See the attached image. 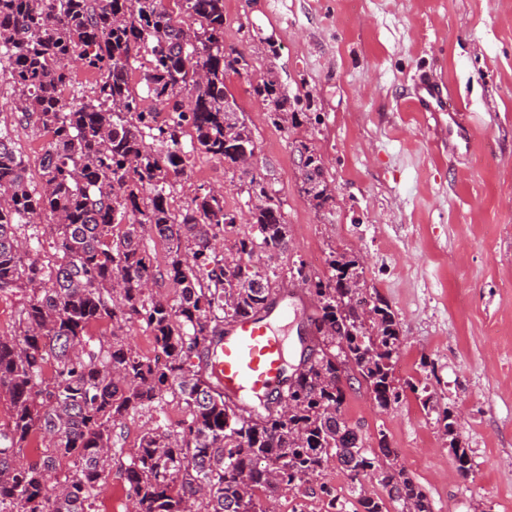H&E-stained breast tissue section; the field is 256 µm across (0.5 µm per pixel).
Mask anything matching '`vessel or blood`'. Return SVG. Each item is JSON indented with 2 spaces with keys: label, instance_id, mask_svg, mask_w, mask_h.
<instances>
[{
  "label": "vessel or blood",
  "instance_id": "b4317fda",
  "mask_svg": "<svg viewBox=\"0 0 512 512\" xmlns=\"http://www.w3.org/2000/svg\"><path fill=\"white\" fill-rule=\"evenodd\" d=\"M450 150H458L469 136V121L456 104H448ZM287 295L275 296L272 307L261 315L235 319L225 327L224 339L217 346L213 364L215 377L225 392L245 400L266 396L281 388L280 371L285 358L284 343L270 329L274 318H287Z\"/></svg>",
  "mask_w": 512,
  "mask_h": 512
}]
</instances>
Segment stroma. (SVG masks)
<instances>
[{"mask_svg":"<svg viewBox=\"0 0 512 512\" xmlns=\"http://www.w3.org/2000/svg\"><path fill=\"white\" fill-rule=\"evenodd\" d=\"M224 46L245 69L227 86L251 127L252 167L275 191L290 227L275 256L285 286L296 261L329 278L332 252L360 259L369 293L399 321L394 376L417 385L379 409L364 387L343 413L364 446L387 434L399 464L432 512H512V0H224ZM274 71L289 95L309 98L319 122L280 127L254 96ZM433 75L450 85L470 121L469 150L449 153L448 115L419 111L415 89ZM32 184L45 133L0 111ZM320 155L335 201L315 209L300 189L296 141ZM222 188L228 209L251 202L223 161L191 154L175 202L198 186ZM452 411L471 471L461 477L439 419ZM186 410L160 409L115 428L120 449L91 498L92 512H125L122 465L143 429L176 430Z\"/></svg>","mask_w":512,"mask_h":512,"instance_id":"1","label":"stroma"}]
</instances>
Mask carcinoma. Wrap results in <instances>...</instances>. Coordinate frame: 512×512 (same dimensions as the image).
Instances as JSON below:
<instances>
[{
  "mask_svg": "<svg viewBox=\"0 0 512 512\" xmlns=\"http://www.w3.org/2000/svg\"><path fill=\"white\" fill-rule=\"evenodd\" d=\"M0 0V80L12 88L19 120L50 135L41 191L9 132L0 129V291L29 293L11 336L0 335V389L11 422L0 428V512H87L112 464V429L133 413L160 406L170 393L187 409L171 432L142 433L123 477L135 512H257L336 462L351 484L378 472L387 498L358 492L352 510L325 486L326 512H432L422 489L396 462L386 434L378 452L342 416L347 384L365 385L382 410L401 401L394 363L400 345L395 312L367 295L357 257L331 255V278L315 282L310 317L316 361L281 395L256 408L224 395L212 372L224 324L267 309L280 275L256 255L288 247V224L272 189L245 169L255 142L230 110L226 77L238 58L224 48V0ZM98 75L86 97L72 60ZM142 70L143 88L131 74ZM66 89L72 104L61 103ZM275 122L311 119L310 105L272 74L252 85ZM166 113L159 120L160 113ZM191 151L224 160L246 178L249 230L224 193L203 185L190 204L172 205ZM312 175L303 191L316 209L334 200L322 159L295 145ZM46 218L49 223L42 224ZM59 257L30 259L46 231ZM149 233L167 246L160 267L142 245ZM231 245L217 251L226 235ZM168 279L178 298L150 288ZM112 324L93 341L92 327ZM143 322L164 361L141 356L126 328ZM288 402V413L277 403ZM457 469L468 477L467 448L443 411ZM48 442L43 460L18 464L34 436ZM74 469L55 482L62 462Z\"/></svg>",
  "mask_w": 512,
  "mask_h": 512,
  "instance_id": "carcinoma-1",
  "label": "carcinoma"
}]
</instances>
